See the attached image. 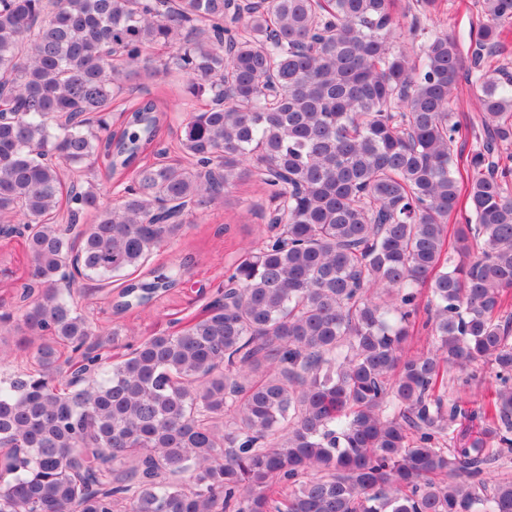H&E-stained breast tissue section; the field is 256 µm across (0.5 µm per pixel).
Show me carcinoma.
Here are the masks:
<instances>
[{"label": "carcinoma", "instance_id": "carcinoma-1", "mask_svg": "<svg viewBox=\"0 0 512 512\" xmlns=\"http://www.w3.org/2000/svg\"><path fill=\"white\" fill-rule=\"evenodd\" d=\"M395 8L0 0V221L38 286L0 320L40 340L24 370L0 352V512H512V479L482 480L512 451V156L495 155L512 143L495 60L512 0H482L468 49L428 27L439 0H415L420 43L399 44ZM466 51L488 134L468 153L452 109ZM173 74L210 107L182 123V162L147 163L172 108L137 99L118 134L108 116ZM99 162L113 202L67 182ZM251 180L270 235L224 298L112 360L116 332L80 312L75 278L136 272ZM184 273L126 281L117 308ZM423 331L431 347L407 349ZM484 365L488 400L448 399L454 371Z\"/></svg>", "mask_w": 512, "mask_h": 512}]
</instances>
